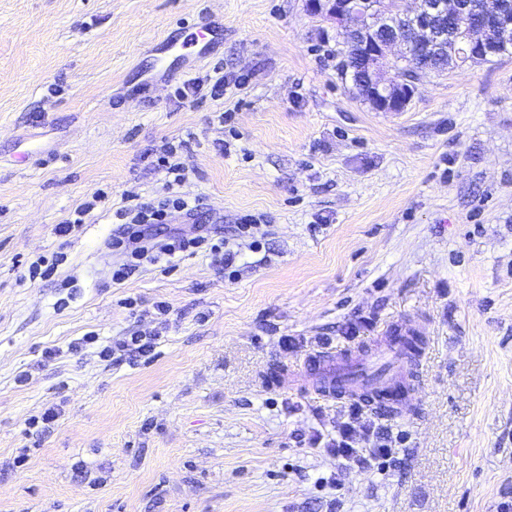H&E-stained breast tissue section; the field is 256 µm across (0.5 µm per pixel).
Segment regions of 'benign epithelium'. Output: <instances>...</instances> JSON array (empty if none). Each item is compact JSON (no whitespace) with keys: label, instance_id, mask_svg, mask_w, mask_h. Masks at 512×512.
<instances>
[{"label":"benign epithelium","instance_id":"7a95c632","mask_svg":"<svg viewBox=\"0 0 512 512\" xmlns=\"http://www.w3.org/2000/svg\"><path fill=\"white\" fill-rule=\"evenodd\" d=\"M494 8L482 16V25L470 30L469 57L483 59L495 54L498 41L512 36V0H488ZM308 11L333 23L343 36L359 35L356 41L368 75L371 103L378 112H402L414 95L421 74L411 68L422 54L444 48L448 33L438 21L453 14L465 22L476 10L473 0H416V7L397 16L415 34L406 43L390 32L397 25L384 23L393 15L389 0H307Z\"/></svg>","mask_w":512,"mask_h":512}]
</instances>
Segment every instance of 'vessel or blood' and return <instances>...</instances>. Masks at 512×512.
<instances>
[{"label": "vessel or blood", "mask_w": 512, "mask_h": 512, "mask_svg": "<svg viewBox=\"0 0 512 512\" xmlns=\"http://www.w3.org/2000/svg\"><path fill=\"white\" fill-rule=\"evenodd\" d=\"M415 324L388 326L371 349L354 354L344 350L311 355L296 385L322 396L364 398L372 394L384 416L402 413L411 397V380L424 360L423 350H410L408 340L418 335Z\"/></svg>", "instance_id": "obj_1"}]
</instances>
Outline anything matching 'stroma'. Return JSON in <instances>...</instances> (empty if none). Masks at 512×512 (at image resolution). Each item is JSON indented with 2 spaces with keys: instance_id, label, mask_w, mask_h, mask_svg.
<instances>
[{
  "instance_id": "1",
  "label": "stroma",
  "mask_w": 512,
  "mask_h": 512,
  "mask_svg": "<svg viewBox=\"0 0 512 512\" xmlns=\"http://www.w3.org/2000/svg\"><path fill=\"white\" fill-rule=\"evenodd\" d=\"M207 31L205 54L179 46ZM305 0H0V512H497L512 498V54L430 74L405 111L339 74ZM223 99L210 96L218 76ZM199 93L180 98L187 81ZM183 143L206 222L254 216L229 271L199 254L121 282L126 197ZM100 190L79 230L56 227ZM63 261L48 278L30 263ZM165 304L166 315L155 313ZM427 358L384 471L310 444L350 399L282 390L317 337L402 320ZM157 336L151 357L73 351ZM57 421H29L46 408Z\"/></svg>"
}]
</instances>
